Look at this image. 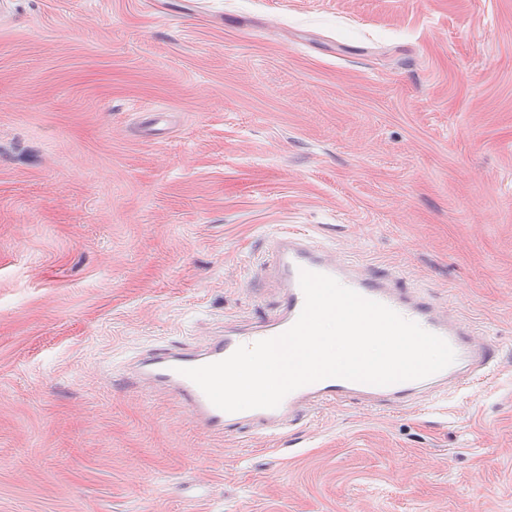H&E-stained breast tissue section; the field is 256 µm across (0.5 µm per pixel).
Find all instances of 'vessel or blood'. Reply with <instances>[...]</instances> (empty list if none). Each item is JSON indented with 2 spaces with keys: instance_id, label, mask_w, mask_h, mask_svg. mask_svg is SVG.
<instances>
[{
  "instance_id": "obj_1",
  "label": "vessel or blood",
  "mask_w": 512,
  "mask_h": 512,
  "mask_svg": "<svg viewBox=\"0 0 512 512\" xmlns=\"http://www.w3.org/2000/svg\"><path fill=\"white\" fill-rule=\"evenodd\" d=\"M269 268L282 284V300L276 313L246 327L225 328L223 335L201 346H158L141 356L131 367L128 380L134 385L148 384L169 390L209 434L230 436L243 424H253L276 434L301 421L311 410L355 398L367 405L381 403L406 407L419 394L438 388L449 378L459 384L483 381L495 367L496 348L477 341L470 325L449 319L446 311L432 301L399 286L390 273L375 270L355 271L328 251L312 247L305 235L284 231L271 243ZM331 276L365 298L381 302L414 321L427 331L444 338L456 353L446 369L429 377L387 386L328 378L305 385L288 394L273 409H252L235 413L215 407L183 370L219 361L239 346L277 336L289 329L304 307L299 284L301 270Z\"/></svg>"
}]
</instances>
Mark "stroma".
I'll use <instances>...</instances> for the list:
<instances>
[{
  "instance_id": "35a3bbf8",
  "label": "stroma",
  "mask_w": 512,
  "mask_h": 512,
  "mask_svg": "<svg viewBox=\"0 0 512 512\" xmlns=\"http://www.w3.org/2000/svg\"><path fill=\"white\" fill-rule=\"evenodd\" d=\"M286 230L499 375L277 439L125 385L278 310ZM0 512H512V0H0Z\"/></svg>"
}]
</instances>
